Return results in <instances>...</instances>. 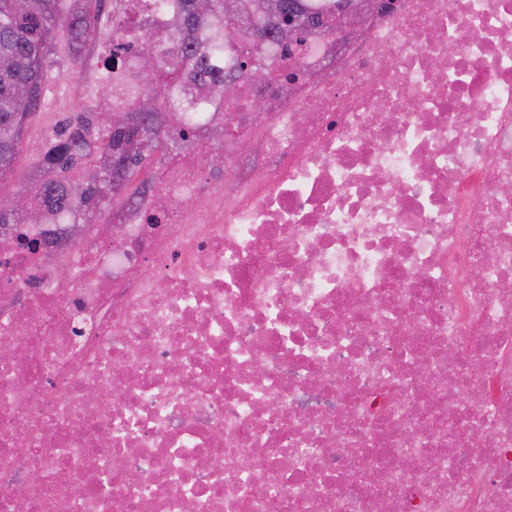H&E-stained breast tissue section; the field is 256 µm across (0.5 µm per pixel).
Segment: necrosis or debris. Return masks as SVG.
Here are the masks:
<instances>
[{"mask_svg": "<svg viewBox=\"0 0 512 512\" xmlns=\"http://www.w3.org/2000/svg\"><path fill=\"white\" fill-rule=\"evenodd\" d=\"M268 63L110 221L0 228V512H512V0Z\"/></svg>", "mask_w": 512, "mask_h": 512, "instance_id": "necrosis-or-debris-1", "label": "necrosis or debris"}]
</instances>
